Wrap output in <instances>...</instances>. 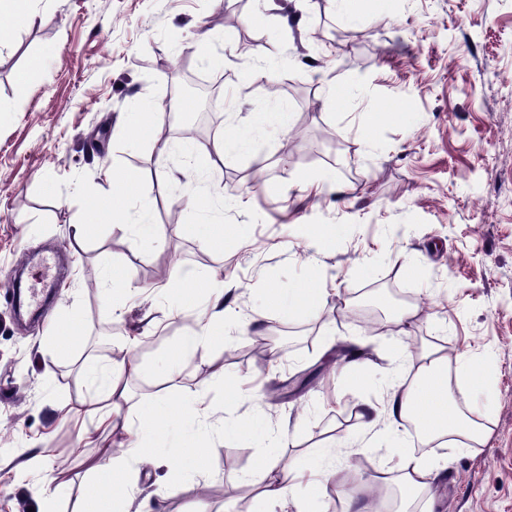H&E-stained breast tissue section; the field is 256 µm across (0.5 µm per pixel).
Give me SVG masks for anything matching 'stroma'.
Listing matches in <instances>:
<instances>
[{
    "mask_svg": "<svg viewBox=\"0 0 512 512\" xmlns=\"http://www.w3.org/2000/svg\"><path fill=\"white\" fill-rule=\"evenodd\" d=\"M31 10L0 44V512L36 506L42 472L13 480L35 455L67 489L62 512H83L91 461L124 437H80L96 429L72 413L92 394L85 358L141 361L119 425L136 424L141 403H176L204 383L206 403L241 428L227 443L213 420L207 471L176 490L171 459L188 430L155 435V464L131 478L165 493L163 512H281L249 484L259 453L309 468L333 436L360 442L354 405L383 401L410 340L470 356L483 383L457 386L458 400L491 429L474 451L433 447L434 512H512V0H361L354 18L333 0H32ZM33 61L41 80L19 88ZM192 70L223 77L213 119L231 142L202 173L179 139L160 146L126 129L129 112H162L170 96L202 112L178 93ZM329 84L341 91L333 104ZM123 168L140 173L128 210L157 225L152 247L103 216L107 173ZM84 222L92 233L72 245ZM189 224L223 225L224 240ZM107 263L130 282L115 308L90 280ZM176 269L223 282L235 316L223 342L173 370L170 345L209 314L203 299L184 310ZM19 272L32 288L57 282L51 319L15 316L3 282ZM313 275L325 290L318 316L267 306L269 289L285 296ZM365 301L389 319L413 308L409 335L370 333L352 315ZM73 317L72 351L49 354ZM258 332L277 354L261 365L246 351ZM356 341L364 384L338 363ZM235 384L249 396L228 410ZM411 438L406 427L371 436L365 466L342 484H368Z\"/></svg>",
    "mask_w": 512,
    "mask_h": 512,
    "instance_id": "stroma-1",
    "label": "stroma"
}]
</instances>
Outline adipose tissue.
I'll list each match as a JSON object with an SVG mask.
<instances>
[{"label": "adipose tissue", "instance_id": "obj_1", "mask_svg": "<svg viewBox=\"0 0 512 512\" xmlns=\"http://www.w3.org/2000/svg\"><path fill=\"white\" fill-rule=\"evenodd\" d=\"M206 293L211 317L206 324L189 329L180 337L172 352L171 367H178L186 357L206 352L215 339L224 335V324L231 317L224 306V288L219 283H210ZM323 297V288L312 280L286 298L273 289L267 294L268 301L289 316L318 314ZM403 357L413 372L411 383L396 384L384 405L370 402L358 405L356 417L362 433H372L383 420L390 421L397 429L411 422L417 427L423 443L438 441L451 448L483 447L489 433L484 416L461 406L448 380L449 364H456L460 373L468 372L470 363L466 355L461 353L452 357L444 348L425 347L404 351ZM138 369V363L132 359L120 364L87 362L84 372L96 384L97 392L90 401L78 407V414L97 419L102 424L111 422L113 412L130 401L129 388L124 381L126 374ZM214 415V410L198 395L175 408H166L159 403L144 407L139 427L127 445L118 450L105 448L102 462L92 466L94 498L111 502L112 512H148L151 503L147 500L142 501L137 510L129 508L131 494L128 483L123 480L126 466L132 462H152L148 437L160 424L183 421L201 429L210 425ZM396 455L397 467L380 470L373 479L374 484L395 481L408 488L413 497L434 502L435 482L441 472L437 458L430 453L418 454L405 448L397 449ZM257 472L259 498L282 503L289 502L297 486L312 485L319 479L329 481L336 475L331 466L323 467L321 476L317 477L294 464L264 454L258 458Z\"/></svg>", "mask_w": 512, "mask_h": 512}]
</instances>
